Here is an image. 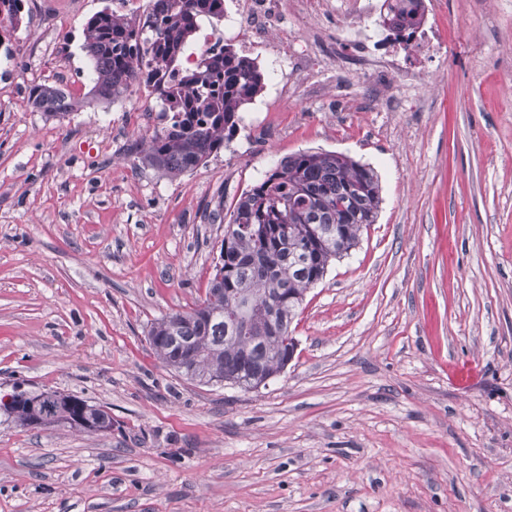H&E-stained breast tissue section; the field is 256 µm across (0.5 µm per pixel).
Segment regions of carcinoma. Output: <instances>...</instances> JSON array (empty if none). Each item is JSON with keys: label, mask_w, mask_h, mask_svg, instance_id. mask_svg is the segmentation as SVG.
<instances>
[{"label": "carcinoma", "mask_w": 512, "mask_h": 512, "mask_svg": "<svg viewBox=\"0 0 512 512\" xmlns=\"http://www.w3.org/2000/svg\"><path fill=\"white\" fill-rule=\"evenodd\" d=\"M382 25L412 47L425 21V0H384ZM24 0H0V41L23 19ZM224 20V0H152L141 16L105 7L88 21L83 49L92 86L82 96L37 83L28 102L64 119L92 102L112 103L134 87L155 96L165 125L140 137L142 163L177 177L224 149L240 109L263 88L255 61L231 44L209 48L181 64L204 21ZM382 203L378 175L343 153L299 151L242 193L224 225V241L205 298L150 326L156 358L190 382L253 389L288 364L291 324L307 292L333 261L348 254ZM43 425L67 424L87 401L47 393ZM25 428L33 414L17 402L0 411ZM112 429L99 408L87 434Z\"/></svg>", "instance_id": "obj_1"}]
</instances>
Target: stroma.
<instances>
[{"mask_svg": "<svg viewBox=\"0 0 512 512\" xmlns=\"http://www.w3.org/2000/svg\"><path fill=\"white\" fill-rule=\"evenodd\" d=\"M299 2L248 52L265 85L231 141L177 177L140 161L145 89L62 120L27 104L85 94L88 19L148 0H27L0 42V394L112 415L0 416V512H512V0H425L435 55L356 39L383 0ZM302 150L373 166L375 223L307 293L283 372L185 381L147 334L205 296L206 214ZM42 396L47 395L45 403H48L51 408L46 414L41 426H48L54 424H63L72 420L86 404L89 407H93V410H97V414L93 416L91 426L90 421L86 417H77L76 421L73 422V429L87 428L85 430H79L87 434H104L112 429V417L105 410L98 408L93 405H89L86 400L75 395L61 394L57 392H42Z\"/></svg>", "mask_w": 512, "mask_h": 512, "instance_id": "1", "label": "stroma"}]
</instances>
